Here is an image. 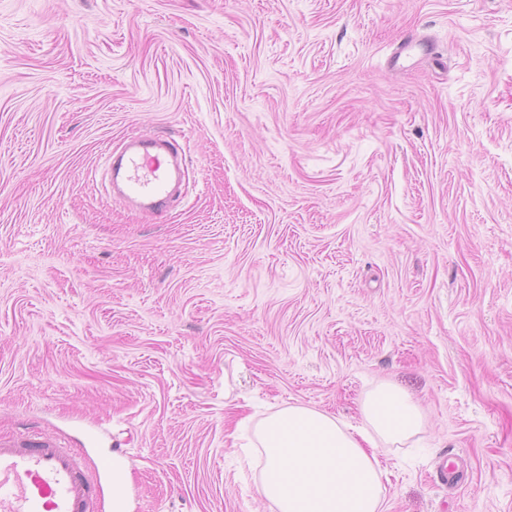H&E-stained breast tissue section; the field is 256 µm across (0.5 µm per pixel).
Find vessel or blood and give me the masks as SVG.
Masks as SVG:
<instances>
[{
    "mask_svg": "<svg viewBox=\"0 0 512 512\" xmlns=\"http://www.w3.org/2000/svg\"><path fill=\"white\" fill-rule=\"evenodd\" d=\"M184 163L177 141L133 136L108 167L125 199L160 215L175 200L172 177ZM111 476V458L89 473L78 451L57 438L37 431L0 435V512H95L102 482Z\"/></svg>",
    "mask_w": 512,
    "mask_h": 512,
    "instance_id": "1",
    "label": "vessel or blood"
}]
</instances>
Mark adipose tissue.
Masks as SVG:
<instances>
[{
  "mask_svg": "<svg viewBox=\"0 0 512 512\" xmlns=\"http://www.w3.org/2000/svg\"><path fill=\"white\" fill-rule=\"evenodd\" d=\"M362 425L305 406L280 408L255 434L262 467L259 497L275 512H383V471L377 441L403 445L421 433L420 406L401 388L367 393Z\"/></svg>",
  "mask_w": 512,
  "mask_h": 512,
  "instance_id": "1",
  "label": "adipose tissue"
}]
</instances>
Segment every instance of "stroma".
Listing matches in <instances>:
<instances>
[{"instance_id": "obj_1", "label": "stroma", "mask_w": 512, "mask_h": 512, "mask_svg": "<svg viewBox=\"0 0 512 512\" xmlns=\"http://www.w3.org/2000/svg\"><path fill=\"white\" fill-rule=\"evenodd\" d=\"M135 134L165 215L104 179ZM382 383L424 416L385 512H512V0H0V434L271 512L236 420ZM184 163L177 141L163 135L132 136L118 153L109 157L108 167L113 182L121 184L125 199L160 215L175 200L171 187L173 172L180 170Z\"/></svg>"}]
</instances>
